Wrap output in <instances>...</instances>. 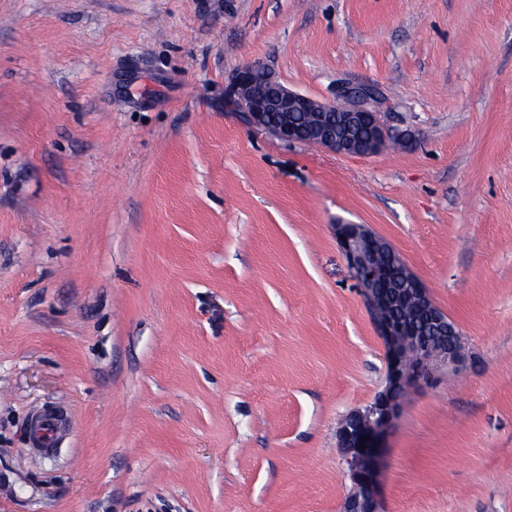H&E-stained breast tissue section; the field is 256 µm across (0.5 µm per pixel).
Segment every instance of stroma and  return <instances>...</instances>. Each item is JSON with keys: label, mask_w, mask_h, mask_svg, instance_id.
<instances>
[{"label": "stroma", "mask_w": 512, "mask_h": 512, "mask_svg": "<svg viewBox=\"0 0 512 512\" xmlns=\"http://www.w3.org/2000/svg\"><path fill=\"white\" fill-rule=\"evenodd\" d=\"M254 62L375 88L408 143L248 127ZM338 224L473 356L408 395L385 512H512V0H0V512H338L337 423L387 374ZM65 430L64 421L53 412L44 411L32 419L31 450L49 453Z\"/></svg>", "instance_id": "1"}]
</instances>
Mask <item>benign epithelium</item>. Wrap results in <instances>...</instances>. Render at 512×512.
Wrapping results in <instances>:
<instances>
[{"label": "benign epithelium", "instance_id": "benign-epithelium-1", "mask_svg": "<svg viewBox=\"0 0 512 512\" xmlns=\"http://www.w3.org/2000/svg\"><path fill=\"white\" fill-rule=\"evenodd\" d=\"M259 65L240 68L229 87L228 97L235 100L246 122L287 143L314 145L342 155L367 156L379 153L388 133L380 120L375 91L368 87L338 90L341 107L294 91L283 85L274 73L263 74L264 84L273 94L259 96L250 92ZM360 113L374 128V137L366 145L339 139L328 113L334 111ZM278 112L282 120L276 126L267 123V115ZM307 112L314 122L297 126L289 114ZM337 242L354 272L360 292L377 324L388 359L385 383L373 399L362 408L350 411L336 431L337 449L352 488L343 498L339 512H382L378 495V475L382 466L384 442L399 418L404 400L411 389L432 384L443 374H456L468 367L470 357L462 336H448V314L433 301L426 285L409 268L404 258L386 240L364 224L335 226ZM389 251L401 271L404 287L390 288L385 270L378 263V254ZM409 296L430 316L439 336L427 339L415 334L410 324L395 313L399 300Z\"/></svg>", "mask_w": 512, "mask_h": 512}]
</instances>
